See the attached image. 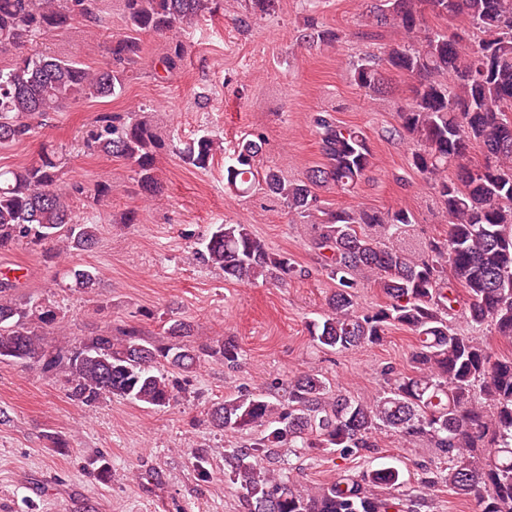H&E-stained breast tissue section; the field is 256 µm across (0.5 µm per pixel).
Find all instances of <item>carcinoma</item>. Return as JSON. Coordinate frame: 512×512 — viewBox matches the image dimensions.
<instances>
[{
    "label": "carcinoma",
    "mask_w": 512,
    "mask_h": 512,
    "mask_svg": "<svg viewBox=\"0 0 512 512\" xmlns=\"http://www.w3.org/2000/svg\"><path fill=\"white\" fill-rule=\"evenodd\" d=\"M92 2L0 0V49L28 50L12 67L0 68V148L32 137L39 120L70 100L121 93L123 66L141 56L145 33L168 35L161 64L166 72L176 69L184 58L182 35L216 0H122L127 32L112 39V65L104 68L33 46L41 35L92 17ZM243 2L244 27L279 4ZM368 17L400 37L383 55L364 53L353 61V80L369 95L387 92L392 74L410 80L409 100L398 109L400 129L413 145L411 168L432 185L436 210L448 219L445 237L419 253L398 245L414 223L404 208L320 205L317 189L349 191L374 166L365 133L336 124L328 113L314 117L326 162L302 178L258 170L259 139L238 144L224 162V177L238 194L263 190L270 203L286 206L314 230L311 246L336 289L326 298L323 321L309 326L312 340L329 352H345L378 345L389 327H403L416 338L412 371L387 367L386 386L357 399L333 391L314 373L293 377L277 395L240 386L213 404L208 418L226 433L260 431L251 443L224 449L226 476L240 485L246 512H418L423 493L441 488L466 498L473 512H512V351L498 353L479 339L487 329L512 346V0H375ZM439 18L457 22L456 31L431 24ZM344 38L313 17L300 34L311 47H332ZM85 146L129 163L143 192L157 187L161 141L145 118L103 115ZM474 146L482 154L477 163L469 159ZM217 150L208 133L175 148L184 165L201 170ZM451 167L454 180L448 178ZM62 168V156L45 146L31 163L0 170V252L26 244L58 259L96 246L97 225L76 218L71 200L80 188L63 181ZM192 260L221 270L226 281L282 285L297 274L288 254L270 251L242 223L212 225ZM68 276L65 287L87 294L102 281L94 268H73ZM359 277L379 288L383 305L358 310ZM14 290L12 281H0V360L61 372L67 398L81 407L117 397L164 409L175 401L178 385L158 369L159 361L190 377L210 358L230 370L242 359L235 340L196 342L193 324L174 318L164 343L131 322L116 336L106 330L54 353L44 340L60 333V312ZM459 313L465 326L457 328L452 320ZM383 432L434 449L419 491L390 464L300 489L291 473L262 463L276 448L369 452Z\"/></svg>",
    "instance_id": "obj_1"
}]
</instances>
